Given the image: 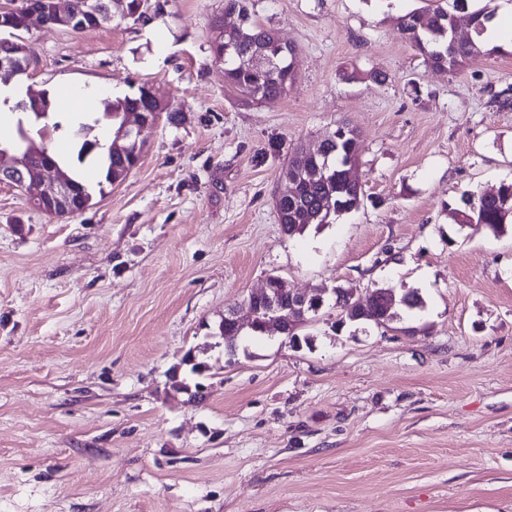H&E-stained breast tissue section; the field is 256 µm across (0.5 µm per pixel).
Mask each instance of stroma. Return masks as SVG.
I'll use <instances>...</instances> for the list:
<instances>
[{
	"instance_id": "1",
	"label": "stroma",
	"mask_w": 512,
	"mask_h": 512,
	"mask_svg": "<svg viewBox=\"0 0 512 512\" xmlns=\"http://www.w3.org/2000/svg\"><path fill=\"white\" fill-rule=\"evenodd\" d=\"M253 3L295 50L293 85L262 102L212 57L224 0H145L136 20L116 2L111 25L25 35L31 87L146 83L183 112L144 129L137 166L73 217L0 183V512H512V229L450 216L512 181V109L493 101L512 49L448 72L396 24L501 0ZM342 122L363 205L284 235L283 167ZM271 275L426 306L384 333L339 326L328 303L300 347L225 355L207 325Z\"/></svg>"
}]
</instances>
